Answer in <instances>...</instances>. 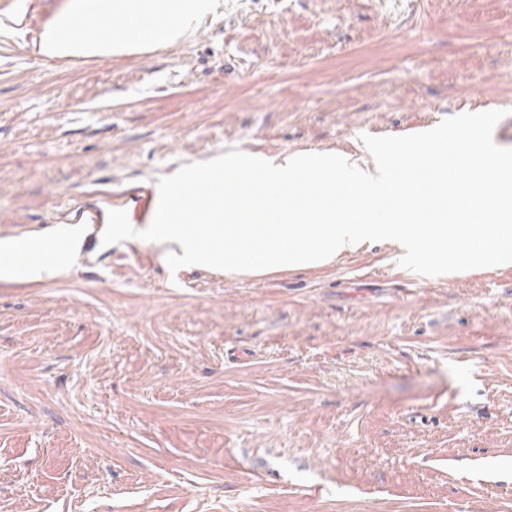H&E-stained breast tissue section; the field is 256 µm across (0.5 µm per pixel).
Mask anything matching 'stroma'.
<instances>
[{
  "label": "stroma",
  "mask_w": 512,
  "mask_h": 512,
  "mask_svg": "<svg viewBox=\"0 0 512 512\" xmlns=\"http://www.w3.org/2000/svg\"><path fill=\"white\" fill-rule=\"evenodd\" d=\"M34 37L0 18V226L33 236L235 149L512 111V0H224L80 65ZM399 257L173 274L126 240L0 281V512H512V266Z\"/></svg>",
  "instance_id": "1"
}]
</instances>
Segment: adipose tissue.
Here are the masks:
<instances>
[{"label": "adipose tissue", "instance_id": "adipose-tissue-1", "mask_svg": "<svg viewBox=\"0 0 512 512\" xmlns=\"http://www.w3.org/2000/svg\"><path fill=\"white\" fill-rule=\"evenodd\" d=\"M223 0H65L32 43L46 60L171 46L220 15Z\"/></svg>", "mask_w": 512, "mask_h": 512}]
</instances>
